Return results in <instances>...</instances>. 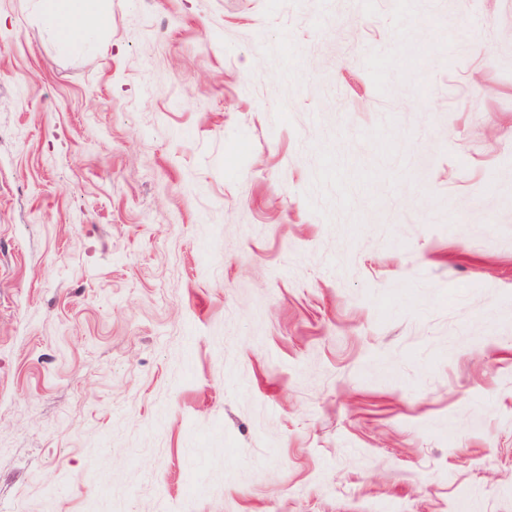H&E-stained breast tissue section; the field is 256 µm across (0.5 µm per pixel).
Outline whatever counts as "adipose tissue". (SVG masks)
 <instances>
[{
  "label": "adipose tissue",
  "mask_w": 512,
  "mask_h": 512,
  "mask_svg": "<svg viewBox=\"0 0 512 512\" xmlns=\"http://www.w3.org/2000/svg\"><path fill=\"white\" fill-rule=\"evenodd\" d=\"M41 16L63 42L102 28L107 20L104 0H40Z\"/></svg>",
  "instance_id": "1"
}]
</instances>
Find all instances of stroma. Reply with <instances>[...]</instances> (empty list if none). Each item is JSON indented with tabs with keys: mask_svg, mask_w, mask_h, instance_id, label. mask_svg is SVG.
Returning <instances> with one entry per match:
<instances>
[{
	"mask_svg": "<svg viewBox=\"0 0 512 512\" xmlns=\"http://www.w3.org/2000/svg\"><path fill=\"white\" fill-rule=\"evenodd\" d=\"M512 512V0H0V507ZM41 3V16L64 43L78 34L102 29L107 20L104 0H37Z\"/></svg>",
	"mask_w": 512,
	"mask_h": 512,
	"instance_id": "35a3bbf8",
	"label": "stroma"
}]
</instances>
